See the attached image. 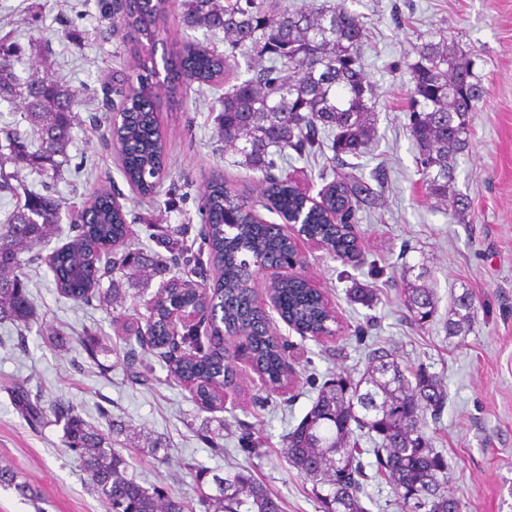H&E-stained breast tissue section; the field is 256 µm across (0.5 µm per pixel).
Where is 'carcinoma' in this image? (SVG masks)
I'll use <instances>...</instances> for the list:
<instances>
[{
	"label": "carcinoma",
	"mask_w": 512,
	"mask_h": 512,
	"mask_svg": "<svg viewBox=\"0 0 512 512\" xmlns=\"http://www.w3.org/2000/svg\"><path fill=\"white\" fill-rule=\"evenodd\" d=\"M113 11L116 30L136 31L147 42L157 36L158 0H117ZM184 17L192 25L224 32L231 52L269 57L273 65L261 68L232 86L218 100L224 143L242 157L239 164L262 173L268 198L285 215L302 206L288 180L273 173V155L288 151L310 154L330 141L336 157L357 155L376 138L377 94L367 80L361 50L366 24L340 5L306 9L280 0H183ZM19 47L0 38V100H18L25 110L39 147L31 152L17 135L0 144V192L14 190L12 180L28 167L58 170L65 156L74 121L75 100L51 77L35 70L20 84L14 74ZM169 73L166 93L186 82L218 83L224 79V55L187 44L179 55L165 59ZM412 88L408 102L410 131L416 163L427 194L439 201L453 195L455 160L470 150L469 121L483 100L484 88L473 72V62L448 40L415 46L409 65ZM158 92L141 75L138 87L123 98V118L111 129L125 143L124 176L140 194L155 193V172L164 164L157 123ZM13 171H6V166ZM369 188L354 176L338 177L323 189L324 207L306 213V231L327 242L328 251L342 261L358 258L348 233L325 223L324 213L342 212L343 223L355 220L354 206ZM61 204L29 193L21 209L7 218L0 231V321L29 326L33 304L22 273V255L60 230ZM253 204L222 180H212L202 198L203 244L221 269L214 287L222 300L214 306L210 335L225 331L244 338L258 367L270 384L281 383L285 351L267 335L263 316L254 306L255 275L245 263L248 254L260 255L291 270L278 288L284 315L315 332H330L328 314L307 281L292 272L288 244L272 227L253 223ZM79 234L49 258L56 288L76 302L89 300L99 284L98 246L126 244L125 214L112 207V194L99 192L82 209ZM146 259L129 250L114 266L142 272ZM415 279L403 282L404 305L415 323L424 325L436 312L432 289L421 284L427 270L419 265ZM190 281L173 276L165 283L167 299L191 305L196 295L184 291ZM156 320L150 347L160 350L174 379L208 381L233 372L224 351L197 347L175 356L166 329L164 300H155ZM476 309L464 293L448 311V334L470 330ZM445 393L434 375L419 369L406 375L385 349L371 355L356 382L338 379L325 386L298 426L288 434L289 463L312 482L321 512H367L362 505L360 478L366 476L357 433L376 444L377 468L393 483L408 512H460L448 491V466L432 448L423 431L426 415L438 416ZM55 421L64 423V447L79 456L98 495L103 512H191L181 500L159 488H145L126 475V459L112 447L110 437L89 427L74 407L51 406ZM216 493L206 496L213 512H282L279 502L248 469L239 468L215 482Z\"/></svg>",
	"instance_id": "cac0c4a2"
}]
</instances>
